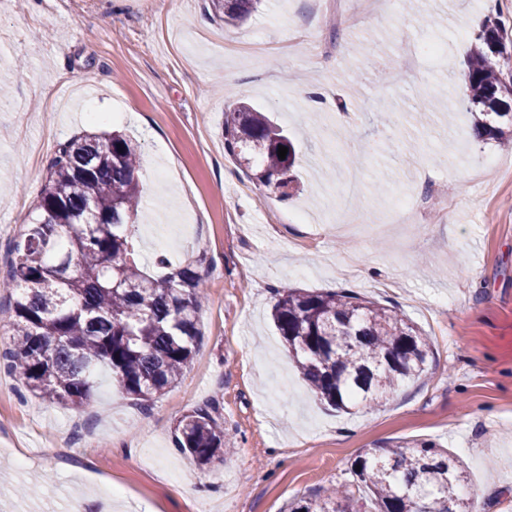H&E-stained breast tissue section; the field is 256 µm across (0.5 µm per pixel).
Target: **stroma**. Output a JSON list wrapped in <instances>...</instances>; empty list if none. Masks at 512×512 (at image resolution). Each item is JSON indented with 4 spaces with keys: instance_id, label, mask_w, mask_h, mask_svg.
I'll return each mask as SVG.
<instances>
[{
    "instance_id": "stroma-1",
    "label": "stroma",
    "mask_w": 512,
    "mask_h": 512,
    "mask_svg": "<svg viewBox=\"0 0 512 512\" xmlns=\"http://www.w3.org/2000/svg\"><path fill=\"white\" fill-rule=\"evenodd\" d=\"M486 0H378L372 24L315 0H263L224 26L210 0H6L0 5V277L57 145L122 132L140 151L145 266L193 263L203 336L177 385L143 407L108 373L86 407L34 396L0 369V512H287L356 480L366 450L420 442L468 473L478 512H512V148L470 132L459 82ZM438 43L439 58L404 60ZM320 85L331 103L304 107ZM437 97L425 116L413 97ZM271 111L298 146L293 195L224 150L236 102ZM446 210L400 222L426 191ZM281 288L336 289L396 309L431 339L429 370L387 401L321 404L271 319ZM210 407L223 462L180 454L176 427Z\"/></svg>"
}]
</instances>
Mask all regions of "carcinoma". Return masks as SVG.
Returning <instances> with one entry per match:
<instances>
[{"instance_id": "cac0c4a2", "label": "carcinoma", "mask_w": 512, "mask_h": 512, "mask_svg": "<svg viewBox=\"0 0 512 512\" xmlns=\"http://www.w3.org/2000/svg\"><path fill=\"white\" fill-rule=\"evenodd\" d=\"M260 2L211 0L226 25L247 19ZM463 81L474 138L512 146V50L501 26L486 24L476 36ZM224 149L257 183L290 196L296 148L267 113L245 102L225 112ZM138 166V146L119 132L61 143L38 217L14 244L0 282L13 301L10 345L0 359L43 400L80 408L107 368L147 406L177 383L198 346L204 291L195 268L161 260L163 272L152 274L136 257ZM272 319L315 396L340 411L383 400L420 377L431 353L404 315L346 292L278 290ZM176 445L201 466L221 462L224 427L197 409L180 421ZM356 464L376 512H477L462 493L466 470L432 443L371 448ZM289 512H350L349 497L336 491Z\"/></svg>"}]
</instances>
